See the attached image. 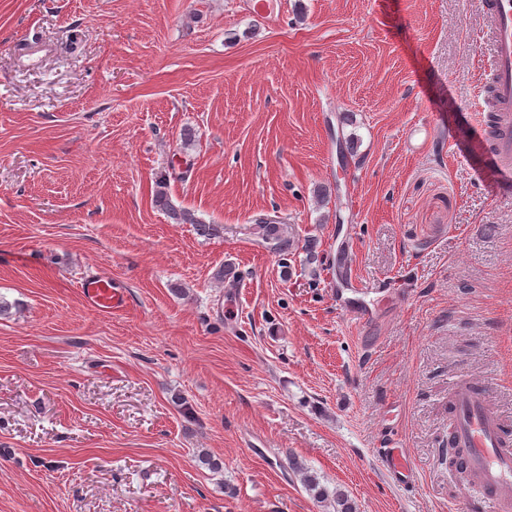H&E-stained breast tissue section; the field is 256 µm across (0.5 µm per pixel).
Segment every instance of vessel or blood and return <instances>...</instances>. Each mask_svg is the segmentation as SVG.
I'll use <instances>...</instances> for the list:
<instances>
[{
    "label": "vessel or blood",
    "mask_w": 512,
    "mask_h": 512,
    "mask_svg": "<svg viewBox=\"0 0 512 512\" xmlns=\"http://www.w3.org/2000/svg\"><path fill=\"white\" fill-rule=\"evenodd\" d=\"M484 9L494 42L491 91L498 106L508 111L491 151L500 175L512 176V0H484ZM80 290L88 307L101 314L123 310L126 304L124 291L105 276L84 280ZM453 415L451 444L457 458L481 490L486 512H500L504 497L512 494V432L467 376L454 383ZM377 454L391 483L414 482L416 470L399 442L378 449Z\"/></svg>",
    "instance_id": "obj_1"
}]
</instances>
